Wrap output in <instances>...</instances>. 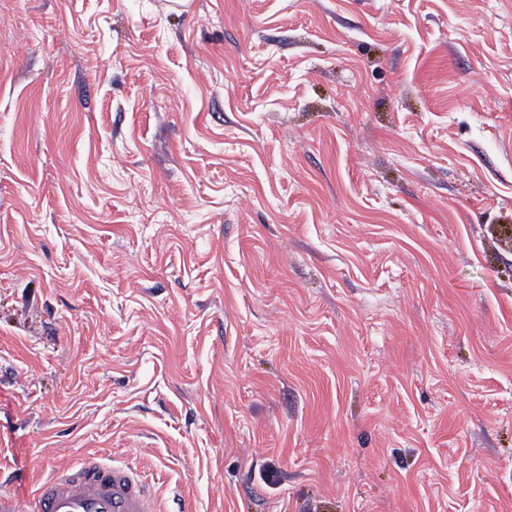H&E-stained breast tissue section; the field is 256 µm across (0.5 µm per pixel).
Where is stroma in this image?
Returning a JSON list of instances; mask_svg holds the SVG:
<instances>
[{
	"instance_id": "35a3bbf8",
	"label": "stroma",
	"mask_w": 512,
	"mask_h": 512,
	"mask_svg": "<svg viewBox=\"0 0 512 512\" xmlns=\"http://www.w3.org/2000/svg\"><path fill=\"white\" fill-rule=\"evenodd\" d=\"M512 512V0H0V483Z\"/></svg>"
}]
</instances>
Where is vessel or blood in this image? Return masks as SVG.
<instances>
[{
    "mask_svg": "<svg viewBox=\"0 0 512 512\" xmlns=\"http://www.w3.org/2000/svg\"><path fill=\"white\" fill-rule=\"evenodd\" d=\"M0 512H162L158 497L128 464L90 455L46 477L24 499L0 490Z\"/></svg>",
    "mask_w": 512,
    "mask_h": 512,
    "instance_id": "1",
    "label": "vessel or blood"
}]
</instances>
